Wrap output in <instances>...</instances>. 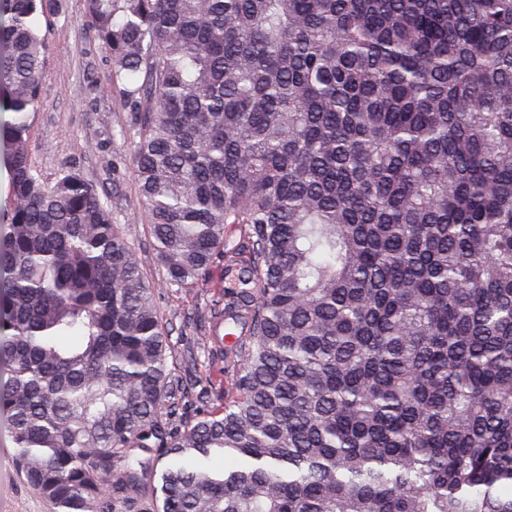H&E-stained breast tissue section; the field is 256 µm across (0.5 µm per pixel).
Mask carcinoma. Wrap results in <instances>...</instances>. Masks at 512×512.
<instances>
[{
    "mask_svg": "<svg viewBox=\"0 0 512 512\" xmlns=\"http://www.w3.org/2000/svg\"><path fill=\"white\" fill-rule=\"evenodd\" d=\"M84 2L163 272L78 168L33 165L61 4L0 0L25 483L54 512H512V0ZM219 260L253 284L212 305L232 395L185 420L160 293Z\"/></svg>",
    "mask_w": 512,
    "mask_h": 512,
    "instance_id": "carcinoma-1",
    "label": "carcinoma"
}]
</instances>
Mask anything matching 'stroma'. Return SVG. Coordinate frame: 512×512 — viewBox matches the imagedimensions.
Instances as JSON below:
<instances>
[{
    "label": "stroma",
    "mask_w": 512,
    "mask_h": 512,
    "mask_svg": "<svg viewBox=\"0 0 512 512\" xmlns=\"http://www.w3.org/2000/svg\"><path fill=\"white\" fill-rule=\"evenodd\" d=\"M38 25L47 41L41 104L31 117L30 155L46 181H53L66 166L78 167L97 184L102 200L111 203L118 223L136 249L149 279L162 269L154 250L141 206L129 138L131 112L120 87L109 81V53L86 24L84 0H62L61 12L40 14ZM234 279L215 269L198 285L165 293L160 307L172 328L176 351H184L190 339L182 335V321L195 313L210 318V301ZM172 375L187 382L201 381L210 391L211 403L223 397L231 373L224 367L220 350L199 351L197 365L170 362ZM14 445L0 425V512H51L50 505L20 481L12 465Z\"/></svg>",
    "instance_id": "stroma-1"
}]
</instances>
